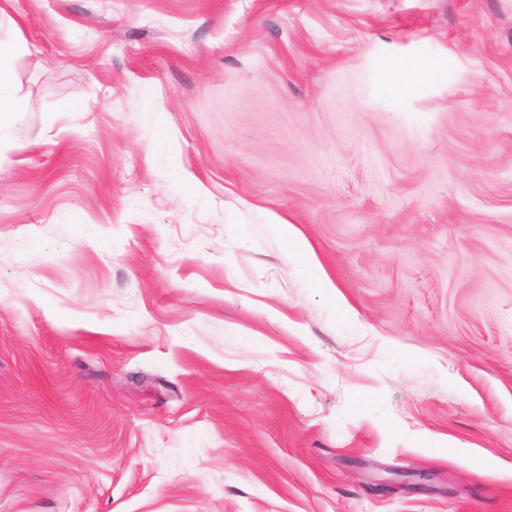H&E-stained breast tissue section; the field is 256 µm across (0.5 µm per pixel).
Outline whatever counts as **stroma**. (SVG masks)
I'll return each instance as SVG.
<instances>
[{
  "mask_svg": "<svg viewBox=\"0 0 512 512\" xmlns=\"http://www.w3.org/2000/svg\"><path fill=\"white\" fill-rule=\"evenodd\" d=\"M0 42V512H512V0ZM18 50L17 46L0 43V125L8 122L15 112L23 111V104L13 95L10 74L5 59Z\"/></svg>",
  "mask_w": 512,
  "mask_h": 512,
  "instance_id": "35a3bbf8",
  "label": "stroma"
}]
</instances>
